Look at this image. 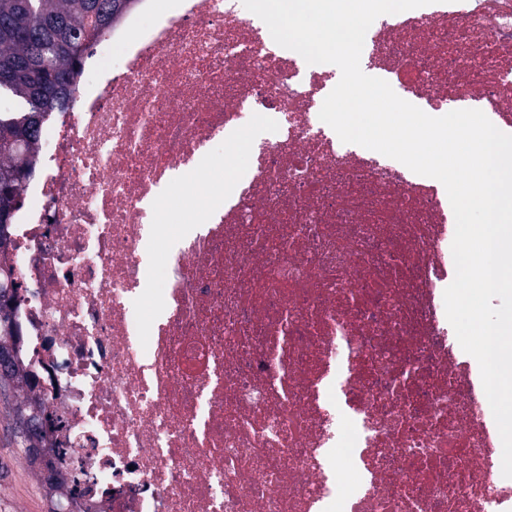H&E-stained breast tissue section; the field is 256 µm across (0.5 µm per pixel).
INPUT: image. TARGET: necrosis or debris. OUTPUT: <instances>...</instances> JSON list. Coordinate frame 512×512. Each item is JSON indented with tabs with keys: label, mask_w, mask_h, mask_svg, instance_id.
Returning <instances> with one entry per match:
<instances>
[{
	"label": "necrosis or debris",
	"mask_w": 512,
	"mask_h": 512,
	"mask_svg": "<svg viewBox=\"0 0 512 512\" xmlns=\"http://www.w3.org/2000/svg\"><path fill=\"white\" fill-rule=\"evenodd\" d=\"M363 62L427 114L512 134V0L380 16ZM338 75L242 0H137L44 122L0 263L44 457L81 481L69 512H512L445 314L448 198L320 120ZM259 116L274 133L225 196L224 141Z\"/></svg>",
	"instance_id": "1"
}]
</instances>
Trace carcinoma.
I'll use <instances>...</instances> for the list:
<instances>
[{
  "label": "carcinoma",
  "instance_id": "carcinoma-1",
  "mask_svg": "<svg viewBox=\"0 0 512 512\" xmlns=\"http://www.w3.org/2000/svg\"><path fill=\"white\" fill-rule=\"evenodd\" d=\"M134 0H0V213L14 216L22 181L33 178L43 118L69 106L83 56ZM13 305L0 302V337L20 336ZM27 376L0 373V394H13L19 447L27 448L19 417L42 403L22 399Z\"/></svg>",
  "mask_w": 512,
  "mask_h": 512
}]
</instances>
